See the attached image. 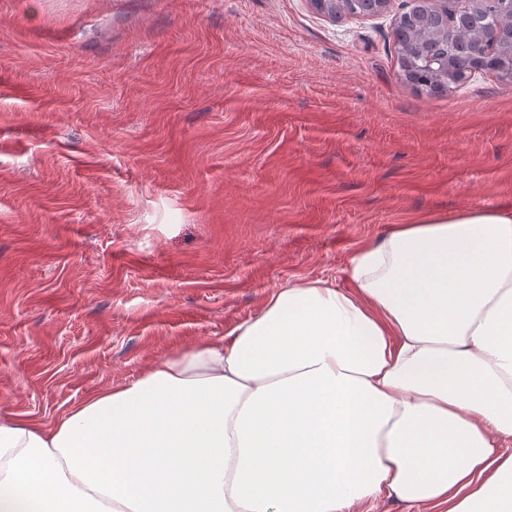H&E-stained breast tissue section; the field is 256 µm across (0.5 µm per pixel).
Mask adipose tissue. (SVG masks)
<instances>
[{
    "mask_svg": "<svg viewBox=\"0 0 512 512\" xmlns=\"http://www.w3.org/2000/svg\"><path fill=\"white\" fill-rule=\"evenodd\" d=\"M346 273L54 426L1 416L0 512H512V209L391 225Z\"/></svg>",
    "mask_w": 512,
    "mask_h": 512,
    "instance_id": "obj_1",
    "label": "adipose tissue"
}]
</instances>
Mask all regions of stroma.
<instances>
[{
    "label": "stroma",
    "mask_w": 512,
    "mask_h": 512,
    "mask_svg": "<svg viewBox=\"0 0 512 512\" xmlns=\"http://www.w3.org/2000/svg\"><path fill=\"white\" fill-rule=\"evenodd\" d=\"M311 0H0V417L223 336L433 211L512 208V82Z\"/></svg>",
    "instance_id": "1"
}]
</instances>
